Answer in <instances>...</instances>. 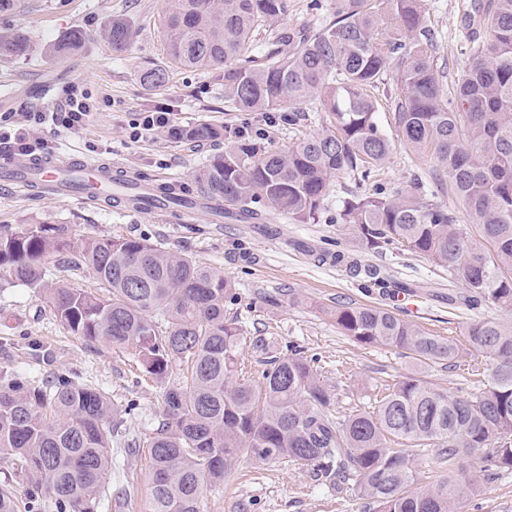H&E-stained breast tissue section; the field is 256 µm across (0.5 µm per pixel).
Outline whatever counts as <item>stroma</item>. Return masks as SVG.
<instances>
[{"mask_svg": "<svg viewBox=\"0 0 512 512\" xmlns=\"http://www.w3.org/2000/svg\"><path fill=\"white\" fill-rule=\"evenodd\" d=\"M16 9L0 12V33L25 32L34 50L27 57L0 58V113L49 112L66 88L79 86L97 101L99 109L81 129L45 126L42 137L54 152H77L192 196L195 175L210 157L224 150L219 137L203 143L158 134L130 141L124 131L132 113L161 106L178 124L206 123L236 130L255 123L251 112H229L224 88L216 74L177 70L161 88L146 89L141 71L165 63L167 52L161 16L167 0H18ZM479 0H426V26L434 40V55L444 71L443 84L453 89L462 77L464 50L472 36H484L480 25L467 18L478 11ZM125 18L135 31L128 50L113 54L102 31L113 17ZM333 17V0H288L280 25L289 32L316 30ZM86 31L92 38L82 50L68 55L57 44L71 33ZM378 123L395 141L381 170L387 192L412 190L413 174L424 159L397 139L393 110L380 98ZM373 185L350 174L339 175L327 191L315 223L300 224L285 215L263 224L215 223L209 211L172 222L170 216L121 207L106 209L76 199H61L34 189L21 193L0 183V225L68 224L79 236L122 234L161 244L190 255L230 280L238 293L231 305L247 336H266L279 345H293L314 358V367L333 394L337 416L370 407L386 385L418 372L431 386L451 393L476 392L488 383V361L474 354L454 365L415 366L404 351L382 344L358 345L325 315L336 303H355L395 312L423 331L462 339L467 324L495 318L512 324V311L490 303L475 310L453 308L450 293L459 291L447 269L431 259L388 248L373 252L358 248L345 224L336 220L342 200L372 193ZM341 250L355 257L358 269L316 260L321 251ZM411 284L404 296L373 287L367 270ZM10 365L34 376L50 372L78 373L81 381L109 393L119 404H132L112 439L113 453L125 443L157 427L163 388L138 377L125 350L87 348L72 336L43 301L8 274L0 273V366ZM462 479L477 481L482 491L464 498L462 512H512V471L489 475L466 462ZM205 512H365L353 490L326 487L307 465L263 464L242 459L218 488L206 490Z\"/></svg>", "mask_w": 512, "mask_h": 512, "instance_id": "obj_1", "label": "stroma"}]
</instances>
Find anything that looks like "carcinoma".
<instances>
[{
    "label": "carcinoma",
    "instance_id": "obj_1",
    "mask_svg": "<svg viewBox=\"0 0 512 512\" xmlns=\"http://www.w3.org/2000/svg\"><path fill=\"white\" fill-rule=\"evenodd\" d=\"M333 19L313 34L255 33L288 13V0H168L164 34L169 59L190 70H217L227 112L325 113L322 131L270 150L234 132V144L196 175L198 194L241 221L263 212L315 222L335 178L376 177L392 151L380 128L374 91L394 70L392 101L403 143L432 162L414 178L416 192L373 193L342 202L339 219L366 250L391 245L448 269L465 293L460 304L490 302L512 311V0H488L486 42L446 95L425 27V0H335ZM115 54L134 31L122 18L104 33ZM28 36L0 35V55H29ZM162 66L140 80L159 88ZM448 179L485 251L466 236L454 212L419 192L423 180ZM84 270L98 291L67 288L54 272ZM0 271L49 304L89 347L130 351L140 373L164 387L158 427L135 442L147 449V512H204V492L224 483L241 458L313 466L325 485H349L376 512H459L455 471L416 489L404 442L427 441L444 461L476 460L486 470L512 469V326L471 322L465 342L432 336L393 313L338 304L326 311L352 341L387 344L421 362H453L476 352L491 381L471 395L433 388L415 376L397 381L370 410L333 417V396L311 361L281 352L265 337L248 338L231 282L188 255L121 235L77 238L69 224L0 226ZM265 354L262 382L250 383L244 350ZM131 406L69 374L32 379L0 368V512H98L112 474V434Z\"/></svg>",
    "mask_w": 512,
    "mask_h": 512
}]
</instances>
